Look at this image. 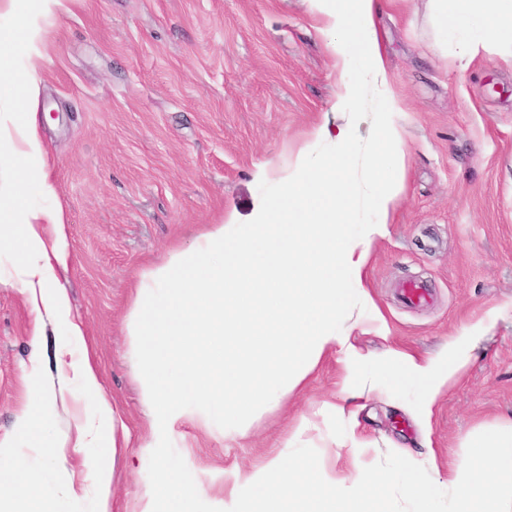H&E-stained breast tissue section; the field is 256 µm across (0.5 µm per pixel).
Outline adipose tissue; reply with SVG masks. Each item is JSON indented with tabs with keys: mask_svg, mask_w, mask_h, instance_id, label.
Here are the masks:
<instances>
[{
	"mask_svg": "<svg viewBox=\"0 0 512 512\" xmlns=\"http://www.w3.org/2000/svg\"><path fill=\"white\" fill-rule=\"evenodd\" d=\"M308 2L336 61L339 100L358 108L346 123L313 129V139L331 143L330 153L303 148L293 167L277 176L257 168L258 179L277 178L281 190L256 203L235 235H227L225 225H212L138 276L126 329L141 397L152 419L142 447H155L188 421L209 429L215 409L222 412L225 438L245 434L258 410L302 388L326 354L337 352L348 360L356 354L350 330H337L336 316L351 289H363L371 248L388 233L401 200L397 174L404 171L407 154L393 119L398 100L376 28L384 0ZM434 3L440 33L468 18L480 24V37L460 45L457 61L488 46L512 47V0ZM28 38V28L0 27V95L12 96L27 112L20 123H0V145H9L15 155L39 157L42 142L35 116L27 111L37 83L16 67ZM370 100L376 107L363 114L361 106ZM365 118L373 137L353 141V124ZM383 154L396 176L380 171ZM32 188L53 195L44 168L25 171L0 186V247L9 248L14 285L38 318L64 325L80 342L82 322L64 284L68 254L63 210L33 206L28 197ZM363 210L373 219L356 238L348 226ZM483 335L482 323L468 326L440 359L389 350L377 371L390 387L419 386L420 410L430 412L438 396L464 376ZM31 344L28 402L17 423L21 435L0 439V455L14 460L13 466L0 467V506L11 512H55L21 460L26 446L40 449L52 462L65 456L63 443L47 437L41 415L56 386L78 383L93 403L91 417L77 429L76 447H89L103 436L117 443L125 426L89 357L60 361L56 381H45L41 343L35 338ZM176 361L182 375L175 381L169 369ZM356 397V391L347 389L324 405L344 425L343 442L353 449L346 474H336L319 459L293 465L277 455L258 468L227 474L223 512H382L388 481L369 473L356 453L364 445L356 432ZM469 446L465 457L448 466V483L456 490L453 512H512V424L482 426ZM199 496L197 487L182 484L163 468L157 483L142 495L139 512H197Z\"/></svg>",
	"mask_w": 512,
	"mask_h": 512,
	"instance_id": "obj_1",
	"label": "adipose tissue"
}]
</instances>
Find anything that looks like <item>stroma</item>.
<instances>
[{"mask_svg":"<svg viewBox=\"0 0 512 512\" xmlns=\"http://www.w3.org/2000/svg\"><path fill=\"white\" fill-rule=\"evenodd\" d=\"M22 5L39 40L18 63L37 60L33 110L55 188L30 201L64 210L66 286L85 333L84 343H73L64 328L45 324L42 372L56 375L61 346L76 359L91 355L104 394L136 438L144 417L126 336L135 276L207 225L232 214L246 219L257 197L276 192L275 182L254 180L256 167L289 168L316 124L340 121L335 61L308 0H62L51 12L40 0ZM377 26L408 161L400 205L366 275L388 333L376 331L355 297L349 310L364 327L352 342L373 362L391 348L439 356L478 320L486 332L467 374L428 419L415 413V388L390 397L368 391L358 401L357 432L375 471L394 472L398 447L428 441L441 474L429 490L436 512H448L449 462L467 453L479 425L512 421V50H483L459 66L457 38L438 36L430 0H391ZM13 278L1 251L0 437L15 433L26 406L36 320ZM407 282L427 285L428 300L403 303ZM357 379V365L332 353L301 391L260 413L247 437L230 442L186 426L149 453L119 450L112 512H138L162 464L200 488L198 512H217L225 472L281 451L296 463L341 436L319 416L283 445L291 419ZM92 409L77 385L56 394L44 410L52 438L73 439L76 413ZM25 467L57 512H95L93 490L62 494L79 474V456L52 464L31 448Z\"/></svg>","mask_w":512,"mask_h":512,"instance_id":"35a3bbf8","label":"stroma"}]
</instances>
